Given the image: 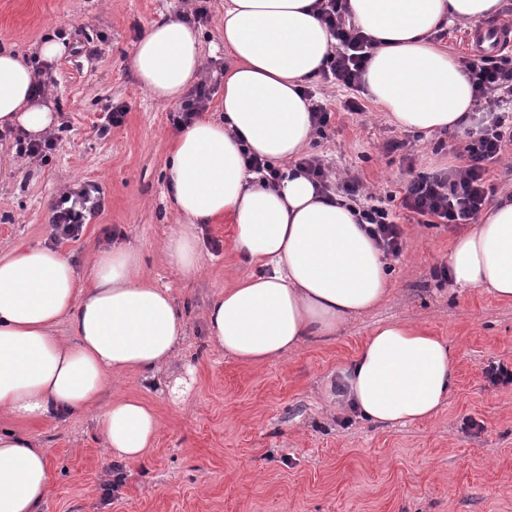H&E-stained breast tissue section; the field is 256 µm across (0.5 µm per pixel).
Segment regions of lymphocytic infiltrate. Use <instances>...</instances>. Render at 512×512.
Instances as JSON below:
<instances>
[{
  "label": "lymphocytic infiltrate",
  "mask_w": 512,
  "mask_h": 512,
  "mask_svg": "<svg viewBox=\"0 0 512 512\" xmlns=\"http://www.w3.org/2000/svg\"><path fill=\"white\" fill-rule=\"evenodd\" d=\"M321 20L336 41L319 76L324 81L356 92L362 91V76L376 41L361 33L348 20L347 0H325ZM461 64L474 87V102L486 110L489 119L470 135L465 146L464 166L447 172L421 175L404 188L400 206L425 219L445 224H464L482 210L488 196L484 175L486 165L498 159L504 146L512 143V58L488 55L462 58ZM308 176L326 191L335 192L357 205L360 222L385 256L401 255L405 247L402 230L389 211L365 204V189L358 179L331 181L322 160L302 157L298 162ZM102 208L98 185L87 183L60 195L52 205L51 222L57 236L79 238L85 224Z\"/></svg>",
  "instance_id": "lymphocytic-infiltrate-1"
}]
</instances>
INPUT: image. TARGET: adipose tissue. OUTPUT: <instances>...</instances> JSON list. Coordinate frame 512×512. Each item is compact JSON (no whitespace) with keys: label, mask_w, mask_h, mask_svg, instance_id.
Segmentation results:
<instances>
[{"label":"adipose tissue","mask_w":512,"mask_h":512,"mask_svg":"<svg viewBox=\"0 0 512 512\" xmlns=\"http://www.w3.org/2000/svg\"><path fill=\"white\" fill-rule=\"evenodd\" d=\"M319 0H224L223 115L182 129L168 163L177 224L163 243L185 276L203 264L202 227L230 217L235 243L252 268L207 312L209 339L245 365L276 359L310 336H330L348 318L382 302L387 264L339 196H325L294 167L313 134L307 82L316 78L332 38ZM501 0H348L349 17L378 43L365 91L402 128L417 132L465 125L473 88L459 62L433 35L454 22L474 24ZM202 66L197 35L181 19L154 22L130 67L152 98L180 103ZM32 69L0 50V128L38 137L56 122L32 97ZM284 166L270 188L247 172L241 146ZM448 270L462 288H487L512 301V198H500L459 236ZM67 322L70 333L55 326ZM184 320L168 289L148 283L138 250L100 251L90 286L69 257L49 247L0 257V414L38 420L79 411L125 372L153 382L180 354ZM454 367L445 342L425 330L378 327L328 392L380 424L434 416L448 401ZM109 453L140 461L160 430L136 397L112 399L101 421ZM50 481L45 449L29 435L0 431V512H41Z\"/></svg>","instance_id":"1"}]
</instances>
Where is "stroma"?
I'll list each match as a JSON object with an SVG mask.
<instances>
[{
	"label": "stroma",
	"mask_w": 512,
	"mask_h": 512,
	"mask_svg": "<svg viewBox=\"0 0 512 512\" xmlns=\"http://www.w3.org/2000/svg\"><path fill=\"white\" fill-rule=\"evenodd\" d=\"M196 0H0V47L38 63V46L58 31L68 44L96 47L92 58L65 52L42 66L56 114V146L47 159L17 154L0 139V256L16 248L56 246L81 283H89L99 250L132 247L151 282L169 289L186 339L180 360L157 383L128 373L83 411L56 419L0 416V430L25 432L45 448L51 477L42 512H512V384L490 385V365L512 369V302L482 288L435 278L465 228L420 224L392 201L411 175L460 166L467 127L417 133L400 128L373 101L344 110L348 94L313 79L333 117L306 152L330 176L360 179L381 206L395 212L406 242L389 258L391 290L373 310L336 335L311 339L275 361L246 366L206 343L212 300L247 273L228 218L205 225L203 266L187 277L161 244L175 225L166 195L167 161L177 132L171 106L136 81L130 59L142 34L163 17L193 12ZM192 28L213 84L208 114L224 97L215 78L228 64L224 0H207ZM122 105L121 125H106ZM401 142L389 152L385 145ZM97 184L103 208L79 239L55 240L50 208L62 193ZM407 322L448 343L456 386L437 415L416 424L382 426L329 401L327 379L349 363L379 325ZM186 378V402L165 385ZM153 406L161 429L136 464L106 451L99 419L116 396Z\"/></svg>",
	"instance_id": "35a3bbf8"
}]
</instances>
